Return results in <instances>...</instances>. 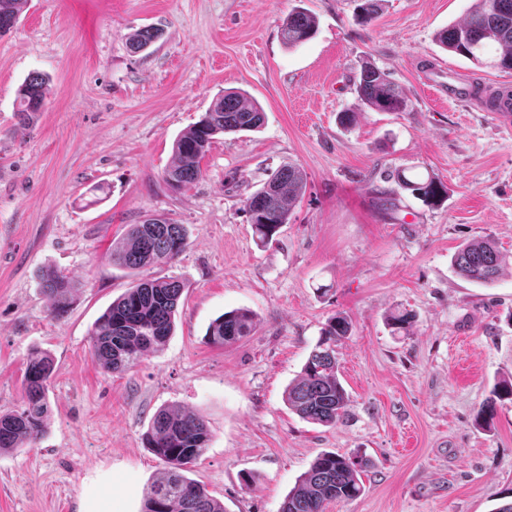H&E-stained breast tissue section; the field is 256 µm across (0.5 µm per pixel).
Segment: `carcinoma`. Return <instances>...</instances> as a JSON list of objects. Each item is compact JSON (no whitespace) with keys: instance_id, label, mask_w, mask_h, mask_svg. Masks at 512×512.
Listing matches in <instances>:
<instances>
[{"instance_id":"obj_1","label":"carcinoma","mask_w":512,"mask_h":512,"mask_svg":"<svg viewBox=\"0 0 512 512\" xmlns=\"http://www.w3.org/2000/svg\"><path fill=\"white\" fill-rule=\"evenodd\" d=\"M26 0H0V35L8 32L23 11ZM316 18L300 9L293 10L280 27L284 45L293 48L310 39L316 31ZM156 29L142 28L129 34L126 44L131 53L148 49ZM443 49L462 55L478 65L501 71L512 70V0H475L467 17L450 24L435 35ZM360 104L376 112H407L411 102L388 73L366 62L355 76ZM48 94V81L31 73L18 90L16 112L21 123H28L42 111ZM261 106L244 94L229 90L214 99L201 119L173 141V160L163 180L173 191L194 184L202 176L201 161L220 134L254 131L263 124ZM388 177L404 189L427 201H435L444 186L434 177L412 180L406 169L395 168ZM307 185L304 170L297 165L283 166L248 197L244 209L253 235L260 244L271 241L288 223L295 202ZM186 247V234L180 224L151 218L131 225L126 236L112 246V261L137 276L132 286L96 320L91 333V356L105 371L120 373L161 349L175 326V315L183 285L176 280L141 276L144 269L171 262ZM503 256L488 240H475L461 247L454 256L457 273L465 280L486 285L498 276ZM40 287L52 301V311L61 315L71 303L73 282L62 272L46 269ZM413 315L396 310L388 317L394 332L407 330ZM255 316L246 309H235L212 321L208 342L225 346L251 335ZM352 331L351 319L342 312L328 318L320 331L298 377L288 385V407L302 419L322 426H333L346 414L348 394L340 380L336 346ZM54 362L45 352L31 358L24 373L25 397L22 406L0 413V452L30 447L43 434L49 417L46 386ZM478 413L482 420L493 416L494 399L512 396V382L502 380ZM146 447L164 463V470L147 487L143 512H225L224 504L197 481L187 476L192 465L204 454L210 432L203 416L177 407H164L153 416L144 434ZM367 460L323 452L312 462L288 493L280 512H325L333 501L349 500L364 490L362 474Z\"/></svg>"}]
</instances>
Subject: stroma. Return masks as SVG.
Here are the masks:
<instances>
[{"mask_svg":"<svg viewBox=\"0 0 512 512\" xmlns=\"http://www.w3.org/2000/svg\"><path fill=\"white\" fill-rule=\"evenodd\" d=\"M359 3L28 0L0 36V413L21 406L33 353L55 363L43 436L0 453V512H91L102 499L141 512L163 469L143 435L167 406L204 417L208 449L189 476L226 512H279L328 451L371 465L363 492L326 512H494L512 499V400L477 418L512 379V134L446 96L448 71L484 100L512 72L435 43L472 0H381L369 23ZM297 7L318 24L290 48L279 29ZM147 26L161 37L131 53L127 36ZM367 60L411 111L361 109L353 82ZM34 72L50 93L24 125L17 91ZM227 90L256 101L263 126L217 136L201 178L170 191L175 137ZM350 111L356 123L341 125ZM288 164L305 170V193L257 244L244 201ZM398 167L443 182L442 202L399 187L388 177ZM386 195L396 210H383ZM151 216L187 232L185 250L150 270L184 286L175 329L160 352L107 374L90 331L133 281L112 245ZM483 238L504 258L488 286L452 265ZM49 267L76 285L60 317L39 287ZM237 308L256 331L209 344V324ZM397 309L414 323L395 335L386 318ZM337 312L353 322L338 353L349 402L325 427L291 411L285 391Z\"/></svg>","mask_w":512,"mask_h":512,"instance_id":"obj_1","label":"stroma"}]
</instances>
